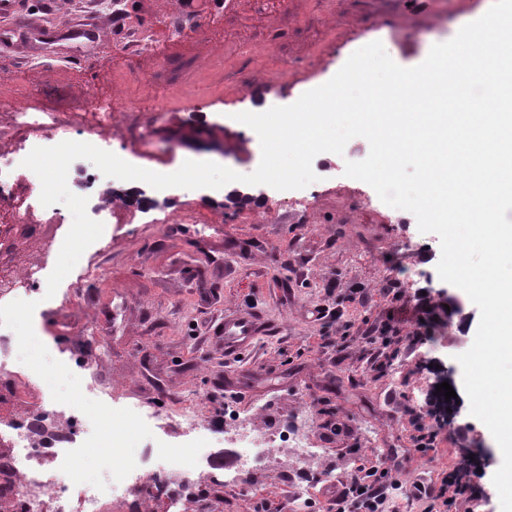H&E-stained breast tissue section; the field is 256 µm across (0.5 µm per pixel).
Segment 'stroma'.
Wrapping results in <instances>:
<instances>
[{"label":"stroma","instance_id":"stroma-1","mask_svg":"<svg viewBox=\"0 0 512 512\" xmlns=\"http://www.w3.org/2000/svg\"><path fill=\"white\" fill-rule=\"evenodd\" d=\"M11 0L0 12V108L35 104L49 73L68 74V99L92 105L113 92L112 107H159L141 132L142 144L113 143L126 162L158 173L178 170L198 137L212 141L199 157L241 174L261 160L257 134L235 121L264 104L287 106L330 80L350 55L381 41L399 65L413 67L432 45L452 39L481 17L492 0H397L412 15L407 33L381 14L356 19L345 0L313 10L306 40L288 47L254 40L276 17L300 12L301 0ZM236 22L224 23L226 14ZM163 42L172 62L193 59L198 69L153 89L141 76L157 59L131 55L127 42ZM251 67L246 89L226 81ZM368 142L351 139L343 155H317V180L301 189L229 183L247 194L243 209L210 188H172L160 208L118 225L112 244L84 252L61 282L54 303L37 306L33 328L52 357L77 339L99 346L97 377L122 378L125 401L141 398L170 410L181 393L219 423L225 403L243 414L263 408L279 419L283 408L309 407L304 423L311 447L328 473L313 505L293 510V484L261 478L265 512H336L335 491L354 468L383 460L398 484L389 512H430L419 485L439 483L462 459L477 462L470 482L485 504L501 512L492 482L502 457L483 422L469 411L457 361L475 337L480 312L459 288L442 281L436 234L421 233L415 216L383 203L365 182L346 177V161H360ZM429 291L437 305L427 325L416 320L386 331L389 314ZM96 319H71L72 303ZM324 318H316L317 309ZM228 314H253L268 326L243 357L225 356L220 329ZM452 381V414L424 398ZM433 430V449L418 447L419 427Z\"/></svg>","mask_w":512,"mask_h":512}]
</instances>
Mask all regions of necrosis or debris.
<instances>
[{"mask_svg":"<svg viewBox=\"0 0 512 512\" xmlns=\"http://www.w3.org/2000/svg\"><path fill=\"white\" fill-rule=\"evenodd\" d=\"M142 124L140 111H113L106 96L79 112L52 107L0 113V305L30 294L45 296L43 283L68 233L61 210L41 204V185L23 167V159L33 148L73 141L89 132L98 134L105 148L110 139H125ZM112 187V178L94 173L89 208L102 223H127L131 204L102 199ZM17 358L15 332L0 326V453L7 462L0 469V512H157L161 506L166 512H206L199 491L221 481L206 448L197 465L189 467L160 460L153 445L137 451L135 469L122 481L108 482L106 490L74 483L60 466L66 452L90 436L91 422L33 385L30 375L17 369ZM155 426L187 442L205 438L209 429L205 418L180 406L156 415ZM224 435L239 456L233 487L244 512L251 508L255 478L273 472L272 454L307 457L300 422L289 416L270 427L262 413L244 416L228 406Z\"/></svg>","mask_w":512,"mask_h":512,"instance_id":"necrosis-or-debris-1","label":"necrosis or debris"}]
</instances>
